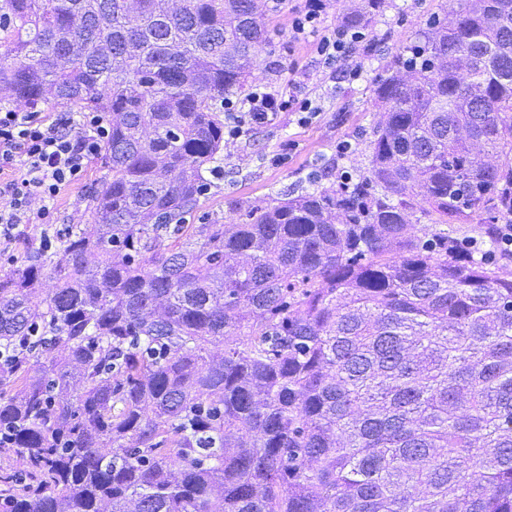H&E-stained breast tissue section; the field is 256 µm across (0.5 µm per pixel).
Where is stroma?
<instances>
[{
    "label": "stroma",
    "mask_w": 512,
    "mask_h": 512,
    "mask_svg": "<svg viewBox=\"0 0 512 512\" xmlns=\"http://www.w3.org/2000/svg\"><path fill=\"white\" fill-rule=\"evenodd\" d=\"M446 0H390L388 10L377 16L354 58L364 72L350 79L344 69H329L317 61L308 40L291 37V14L274 13L271 26L272 64L253 70V85H275L291 94L317 101L320 110L310 121L299 122L291 112L281 113L271 125L250 130L225 144L220 159L204 177L209 187L187 215L190 224H236L245 207L272 203L284 194L312 187L335 189L342 172L367 174L368 144L381 119L371 91L372 81L386 60L401 46L415 40L420 29ZM351 145L349 153L336 151L339 142ZM106 172L102 158L90 161L82 180L61 190L54 203L53 222L59 234L88 223L85 199Z\"/></svg>",
    "instance_id": "stroma-1"
}]
</instances>
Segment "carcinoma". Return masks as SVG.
Instances as JSON below:
<instances>
[{"mask_svg": "<svg viewBox=\"0 0 512 512\" xmlns=\"http://www.w3.org/2000/svg\"><path fill=\"white\" fill-rule=\"evenodd\" d=\"M273 14L0 0V102L111 128L91 223L0 278V345L49 333L0 368L38 487L0 474V512H512V271L445 229L512 222V0H453L386 63L367 175L187 224Z\"/></svg>", "mask_w": 512, "mask_h": 512, "instance_id": "carcinoma-1", "label": "carcinoma"}]
</instances>
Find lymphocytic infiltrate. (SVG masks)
I'll return each instance as SVG.
<instances>
[{"instance_id": "f902f5d3", "label": "lymphocytic infiltrate", "mask_w": 512, "mask_h": 512, "mask_svg": "<svg viewBox=\"0 0 512 512\" xmlns=\"http://www.w3.org/2000/svg\"><path fill=\"white\" fill-rule=\"evenodd\" d=\"M275 10L290 8L294 38H312L317 60L327 68L342 67L359 78L362 66L353 61L355 44L365 38L362 28L349 21L327 24L328 0H303L289 6L288 0H272ZM319 106L308 97L284 96L272 86H257L242 99L224 101V135L235 140L248 130L270 125L279 113L297 114L308 121ZM109 137L105 113L83 112L79 117L61 116L46 122L41 113L0 112V245L12 243L23 224H47L54 201L67 185L79 181ZM40 208H32V201Z\"/></svg>"}]
</instances>
